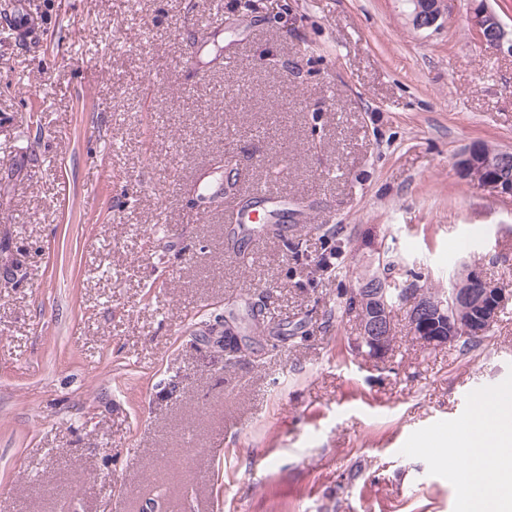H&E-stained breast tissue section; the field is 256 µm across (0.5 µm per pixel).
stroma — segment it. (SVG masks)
Masks as SVG:
<instances>
[{
    "mask_svg": "<svg viewBox=\"0 0 512 512\" xmlns=\"http://www.w3.org/2000/svg\"><path fill=\"white\" fill-rule=\"evenodd\" d=\"M208 2L0 0V512H456L432 442L512 390V196L454 162L512 150V52L472 0ZM224 151L280 237L194 205ZM382 262L508 301L468 350L397 307L375 359L340 304ZM408 23L414 30H426L437 26L439 19L448 11L447 0H409ZM471 30L477 38L490 47L501 48L508 33L498 15L480 3L469 18Z\"/></svg>",
    "mask_w": 512,
    "mask_h": 512,
    "instance_id": "1",
    "label": "stroma"
}]
</instances>
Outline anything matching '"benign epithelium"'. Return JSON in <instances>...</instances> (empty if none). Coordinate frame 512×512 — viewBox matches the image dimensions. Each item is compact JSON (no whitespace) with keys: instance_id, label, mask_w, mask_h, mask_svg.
Returning a JSON list of instances; mask_svg holds the SVG:
<instances>
[{"instance_id":"obj_1","label":"benign epithelium","mask_w":512,"mask_h":512,"mask_svg":"<svg viewBox=\"0 0 512 512\" xmlns=\"http://www.w3.org/2000/svg\"><path fill=\"white\" fill-rule=\"evenodd\" d=\"M447 10L448 0H410L407 20L413 29L426 30L435 27ZM469 23L482 43L494 48L503 46L507 38L505 27L485 4L473 10ZM455 168L460 175L479 172L483 178L477 182L478 186L512 195L511 150L487 152L475 142L457 155ZM370 287L374 292L369 295L362 288L351 291L353 311L361 338L370 344L371 356L382 359L389 351L388 337L393 335L386 294L394 287V281L386 275L378 276ZM405 300L411 334L423 345L435 348L489 332L503 307L504 294L502 288L487 280L479 270L470 268L442 296L410 290L405 293Z\"/></svg>"}]
</instances>
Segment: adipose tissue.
Wrapping results in <instances>:
<instances>
[{"instance_id":"1","label":"adipose tissue","mask_w":512,"mask_h":512,"mask_svg":"<svg viewBox=\"0 0 512 512\" xmlns=\"http://www.w3.org/2000/svg\"><path fill=\"white\" fill-rule=\"evenodd\" d=\"M437 461L455 474L457 512H512V411L492 396H476Z\"/></svg>"}]
</instances>
